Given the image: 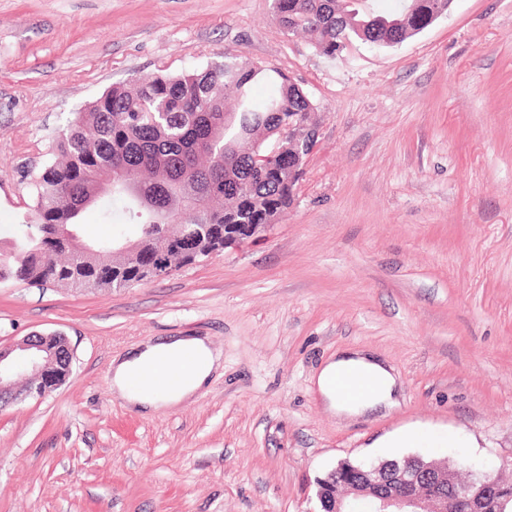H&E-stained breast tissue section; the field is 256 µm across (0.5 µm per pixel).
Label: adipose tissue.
<instances>
[{"label": "adipose tissue", "mask_w": 512, "mask_h": 512, "mask_svg": "<svg viewBox=\"0 0 512 512\" xmlns=\"http://www.w3.org/2000/svg\"><path fill=\"white\" fill-rule=\"evenodd\" d=\"M188 350L193 351L197 362L177 386L161 389L150 383L152 369L158 362L164 360L171 367H179L180 355ZM220 358V352L200 337L148 342L125 358L113 360L112 391L138 409L152 412L169 410L199 395L219 366ZM346 374L367 380L372 386L371 392L354 400L339 396L335 382ZM317 390L328 409L338 415L359 416L368 411L390 410L398 405L397 381L390 368L379 358L358 351L342 353L327 362L317 377Z\"/></svg>", "instance_id": "adipose-tissue-1"}]
</instances>
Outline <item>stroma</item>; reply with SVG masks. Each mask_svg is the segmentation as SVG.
<instances>
[{"label":"stroma","mask_w":512,"mask_h":512,"mask_svg":"<svg viewBox=\"0 0 512 512\" xmlns=\"http://www.w3.org/2000/svg\"><path fill=\"white\" fill-rule=\"evenodd\" d=\"M233 53L318 109L293 205L263 240L129 288L0 283V346L59 331L73 372L0 410V512H316L343 460L427 456L512 480V0H453L393 47L335 56L284 32L272 0H0V248L75 112L163 68ZM200 336L221 366L194 400L146 413L110 365ZM343 349L399 384L386 414L315 392ZM404 440L421 442L428 448H444L451 438L445 429L412 428L404 433Z\"/></svg>","instance_id":"stroma-1"}]
</instances>
